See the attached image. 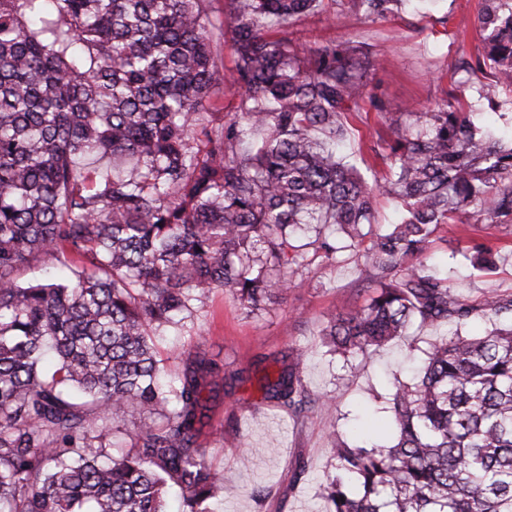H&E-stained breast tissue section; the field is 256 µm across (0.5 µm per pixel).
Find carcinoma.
I'll use <instances>...</instances> for the list:
<instances>
[{"mask_svg":"<svg viewBox=\"0 0 512 512\" xmlns=\"http://www.w3.org/2000/svg\"><path fill=\"white\" fill-rule=\"evenodd\" d=\"M324 0H0V512H212L224 475L198 439L224 368L156 336L216 288L248 315L304 287L306 248L357 243L374 295L320 335L351 362L414 323L452 321L383 411L392 444L333 441L324 512H512V295L475 305L424 262L441 224H512V135L471 119L512 95V0H481L480 49L435 109L384 114L378 176L336 155L378 56L350 39L302 51L287 27ZM376 22L402 0H332ZM235 51L239 113L208 111ZM490 70L478 84L471 76ZM399 219L378 232L373 199ZM370 230H364V227ZM491 272L498 251H452ZM51 260L62 279L29 281ZM482 314L510 322L480 336ZM266 398L298 409L295 367ZM130 448L112 455L113 437Z\"/></svg>","mask_w":512,"mask_h":512,"instance_id":"1","label":"carcinoma"}]
</instances>
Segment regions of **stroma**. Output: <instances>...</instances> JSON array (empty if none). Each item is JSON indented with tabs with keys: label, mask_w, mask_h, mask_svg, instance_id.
Here are the masks:
<instances>
[{
	"label": "stroma",
	"mask_w": 512,
	"mask_h": 512,
	"mask_svg": "<svg viewBox=\"0 0 512 512\" xmlns=\"http://www.w3.org/2000/svg\"><path fill=\"white\" fill-rule=\"evenodd\" d=\"M480 0H405L401 9L371 23L349 18L329 24L326 14L302 18L288 34L307 49L341 38L370 45L381 66L371 75L368 89L382 108L364 103L351 113L347 151H360L365 165L381 168L370 149L383 115L401 112L412 103L433 106L445 99L462 52H475ZM484 239L499 250L497 269L478 274L458 265L451 285L471 303L496 291L512 294V225H439L430 255L439 264L450 261L453 250ZM304 271L309 284L289 289L276 303L246 315L224 289L213 290L190 318L156 339L170 373L183 367L178 352H201L224 368V390L209 403V420L199 443L206 459L224 473V493L215 512H321V488L332 470L331 438L349 442L387 439L380 399L393 378L409 377V359L421 356L429 342L448 331L447 324L412 327L407 335L369 351L357 367L327 353L319 331L331 313H348L366 305L373 277L349 248L337 260L309 255ZM305 356L299 372L310 397L303 411L291 412L267 401L260 389L264 373L292 362V350ZM327 395L334 410L316 399ZM223 431L216 441L214 431ZM308 469L299 483L290 476L298 461Z\"/></svg>",
	"instance_id": "1"
}]
</instances>
